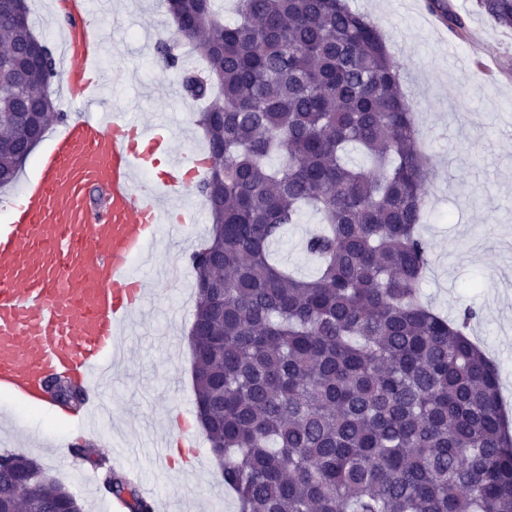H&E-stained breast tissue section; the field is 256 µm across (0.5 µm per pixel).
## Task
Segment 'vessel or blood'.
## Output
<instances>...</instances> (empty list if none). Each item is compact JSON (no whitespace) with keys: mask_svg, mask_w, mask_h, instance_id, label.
Returning <instances> with one entry per match:
<instances>
[{"mask_svg":"<svg viewBox=\"0 0 512 512\" xmlns=\"http://www.w3.org/2000/svg\"><path fill=\"white\" fill-rule=\"evenodd\" d=\"M104 0H66L65 95L77 111L38 162L39 176L0 200V395L43 407L48 380L86 387L85 409L138 327L161 224H190L180 207L202 164L175 152L163 117L130 116L95 98L104 46L92 19Z\"/></svg>","mask_w":512,"mask_h":512,"instance_id":"vessel-or-blood-1","label":"vessel or blood"}]
</instances>
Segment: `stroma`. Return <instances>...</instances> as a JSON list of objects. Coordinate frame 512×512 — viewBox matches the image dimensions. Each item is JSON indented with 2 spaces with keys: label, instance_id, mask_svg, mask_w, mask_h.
Returning a JSON list of instances; mask_svg holds the SVG:
<instances>
[{
  "label": "stroma",
  "instance_id": "35a3bbf8",
  "mask_svg": "<svg viewBox=\"0 0 512 512\" xmlns=\"http://www.w3.org/2000/svg\"><path fill=\"white\" fill-rule=\"evenodd\" d=\"M368 14L383 34L390 55L403 69L402 90L412 102L420 140L431 159L426 185L428 211L421 226L431 262L421 289L436 310L455 317L465 306L478 311L470 336L495 360L504 406L512 414V29L478 12L476 0H449L466 17L471 36L451 37L435 24L426 0H348ZM107 46L105 66L125 71L127 80L104 86L103 100L121 95L129 112L160 115L176 144L205 151L196 125L197 105L171 95L180 72L160 63L152 39L175 38V27L161 0H112V8L94 22ZM181 237L163 228L153 260L165 262L173 249L195 250L208 237L209 213ZM318 227L306 213L290 225L272 252L298 275L309 277L315 265L303 249ZM194 306L182 305L179 288L155 287L139 335L130 337L124 360L128 371L104 388L111 423L66 420L40 410L15 406L0 396V453L36 459L64 482L83 512H109L113 497L103 486H90L89 462L75 460L71 447L105 437L118 442L110 463L119 471L137 469L143 487L164 497L171 512H237L225 489L201 431H183L196 453L189 469L167 467L150 449L164 437V422L195 410L193 357L187 330Z\"/></svg>",
  "mask_w": 512,
  "mask_h": 512
}]
</instances>
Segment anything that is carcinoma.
Returning <instances> with one entry per match:
<instances>
[{"mask_svg": "<svg viewBox=\"0 0 512 512\" xmlns=\"http://www.w3.org/2000/svg\"><path fill=\"white\" fill-rule=\"evenodd\" d=\"M164 5L205 65L181 81L209 101L196 123L212 159L196 185L210 240L191 257L196 411L237 512H512V428L498 367L467 334L476 310L450 321L422 301L429 161L377 25L347 0H239L233 25L215 0ZM476 5L512 29V0ZM428 7L468 38L445 0ZM30 33L26 0H0V186L65 119L49 45L23 74L9 64ZM174 49L156 47L170 68ZM352 149L368 163L349 165ZM306 207L321 221L310 279L270 257ZM95 466L128 512H153L131 475ZM13 499L83 512L36 460L0 454Z\"/></svg>", "mask_w": 512, "mask_h": 512, "instance_id": "obj_1", "label": "carcinoma"}]
</instances>
